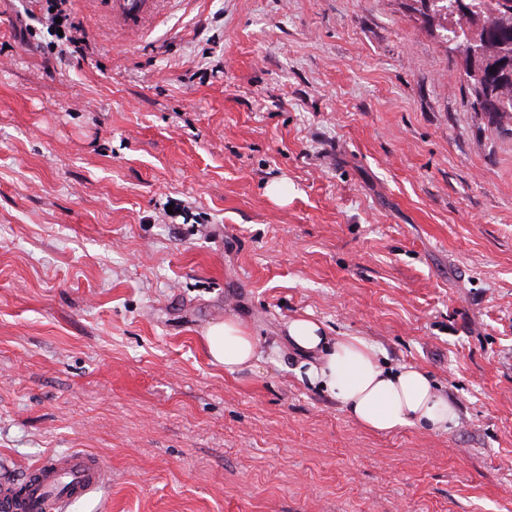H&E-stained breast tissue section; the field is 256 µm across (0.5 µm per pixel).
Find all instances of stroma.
<instances>
[{
  "instance_id": "1",
  "label": "stroma",
  "mask_w": 512,
  "mask_h": 512,
  "mask_svg": "<svg viewBox=\"0 0 512 512\" xmlns=\"http://www.w3.org/2000/svg\"><path fill=\"white\" fill-rule=\"evenodd\" d=\"M107 3L67 0L61 57L21 38L47 0H0V478L82 450L112 483L73 512H512V117L413 0H166L135 34ZM299 317L457 425L363 428ZM51 2V10L47 12L44 18L48 28L50 27H66L68 28L69 35L64 36V41L58 44L59 54H73L83 52L84 28L81 23L69 21L70 15L66 14L62 6L65 5L67 0H49ZM59 1V2H57ZM56 18H61V23H56ZM202 339L211 363L227 372L250 367L257 357L254 337L234 319L208 326Z\"/></svg>"
}]
</instances>
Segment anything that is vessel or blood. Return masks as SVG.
Here are the masks:
<instances>
[{
    "label": "vessel or blood",
    "instance_id": "1",
    "mask_svg": "<svg viewBox=\"0 0 512 512\" xmlns=\"http://www.w3.org/2000/svg\"><path fill=\"white\" fill-rule=\"evenodd\" d=\"M156 8V0H112L115 21L131 30L143 26ZM111 480V469L83 452L62 461L48 457L21 479L0 482V512H68L74 501Z\"/></svg>",
    "mask_w": 512,
    "mask_h": 512
}]
</instances>
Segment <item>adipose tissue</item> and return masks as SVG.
Segmentation results:
<instances>
[{"label":"adipose tissue","mask_w":512,"mask_h":512,"mask_svg":"<svg viewBox=\"0 0 512 512\" xmlns=\"http://www.w3.org/2000/svg\"><path fill=\"white\" fill-rule=\"evenodd\" d=\"M288 339L298 350L316 356L306 371L309 380L364 428L387 433L417 424L437 431L456 425L454 400L439 392L427 374L412 366L386 368L377 349L363 338L332 339L317 322L297 318L288 325ZM203 344L211 363L228 372L251 366L257 357L253 336L234 319L208 326Z\"/></svg>","instance_id":"1"}]
</instances>
